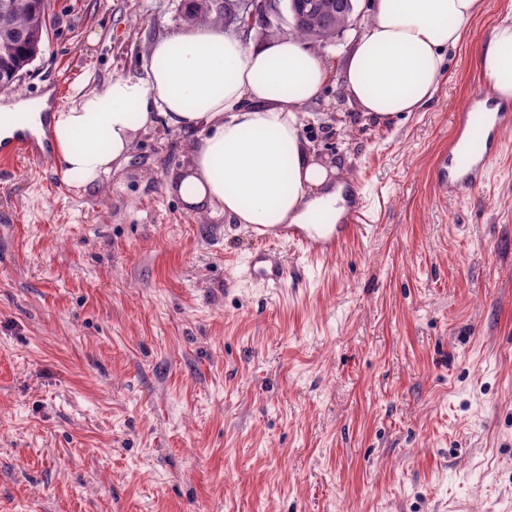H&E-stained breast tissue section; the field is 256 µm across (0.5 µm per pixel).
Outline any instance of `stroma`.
Returning <instances> with one entry per match:
<instances>
[{
	"label": "stroma",
	"instance_id": "35a3bbf8",
	"mask_svg": "<svg viewBox=\"0 0 512 512\" xmlns=\"http://www.w3.org/2000/svg\"><path fill=\"white\" fill-rule=\"evenodd\" d=\"M186 5L49 0L0 107L141 74ZM508 19L484 0L420 111L365 116L336 75L304 106L362 208L335 254L273 240L278 288L245 225L173 191L188 136L138 133L85 189L0 161V512H512V131L470 195L433 178ZM247 272L251 279L275 288L291 275L282 256L274 248L254 252L249 259Z\"/></svg>",
	"mask_w": 512,
	"mask_h": 512
}]
</instances>
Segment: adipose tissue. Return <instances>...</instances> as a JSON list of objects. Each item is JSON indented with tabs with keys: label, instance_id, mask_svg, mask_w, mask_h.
<instances>
[{
	"label": "adipose tissue",
	"instance_id": "1",
	"mask_svg": "<svg viewBox=\"0 0 512 512\" xmlns=\"http://www.w3.org/2000/svg\"><path fill=\"white\" fill-rule=\"evenodd\" d=\"M478 9L479 0H372L341 73L348 95L378 118L420 110ZM478 65L494 98H512V20L495 27ZM330 79L292 35L249 47L211 24L172 32L151 45L143 76H111L50 114L63 179L96 185L130 161L138 132L163 127L194 138L172 180L187 208L236 224L315 223L339 197L325 189L329 170L310 155L300 112Z\"/></svg>",
	"mask_w": 512,
	"mask_h": 512
}]
</instances>
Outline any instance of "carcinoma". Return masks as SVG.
Returning <instances> with one entry per match:
<instances>
[{
    "instance_id": "obj_1",
    "label": "carcinoma",
    "mask_w": 512,
    "mask_h": 512,
    "mask_svg": "<svg viewBox=\"0 0 512 512\" xmlns=\"http://www.w3.org/2000/svg\"><path fill=\"white\" fill-rule=\"evenodd\" d=\"M296 35L310 43L323 42L349 26L351 17L303 14L293 5ZM46 0H0V85L9 88L38 56L48 30Z\"/></svg>"
}]
</instances>
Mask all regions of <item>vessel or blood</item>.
Listing matches in <instances>:
<instances>
[{"label": "vessel or blood", "instance_id": "b4317fda", "mask_svg": "<svg viewBox=\"0 0 512 512\" xmlns=\"http://www.w3.org/2000/svg\"><path fill=\"white\" fill-rule=\"evenodd\" d=\"M484 92H476L467 110L457 113L455 135L448 149L439 157L434 168L435 186L442 194L461 197L475 188L483 178L491 159L499 150L504 130L512 128V108L499 107L495 112H479ZM6 157H45L35 138L19 135L5 152ZM251 232L260 239L287 238L300 244L309 254L334 253L353 234L354 227L346 224H254ZM251 279L267 286H280L290 271L280 253L273 248L254 252L248 262Z\"/></svg>", "mask_w": 512, "mask_h": 512}]
</instances>
